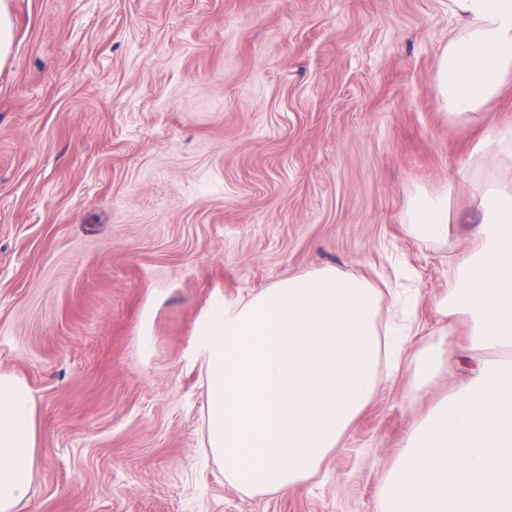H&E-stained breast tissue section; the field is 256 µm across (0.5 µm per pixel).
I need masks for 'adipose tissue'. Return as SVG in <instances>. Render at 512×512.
<instances>
[{"label":"adipose tissue","instance_id":"adipose-tissue-1","mask_svg":"<svg viewBox=\"0 0 512 512\" xmlns=\"http://www.w3.org/2000/svg\"><path fill=\"white\" fill-rule=\"evenodd\" d=\"M462 27L444 48L433 90L448 119L465 125L512 82V0H448ZM482 161L497 179L480 200L473 246L453 262L455 284L438 303L445 321L462 317L476 350L512 348V128H486ZM448 195L420 194L406 231L448 239ZM382 291L334 268L277 282L248 299L216 301L198 318L192 354L205 388L201 447L230 483L279 491L314 478L375 396L383 367L400 371L402 327L380 319ZM35 399L26 380L0 370V512H28L38 462Z\"/></svg>","mask_w":512,"mask_h":512}]
</instances>
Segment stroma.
<instances>
[{"instance_id":"stroma-1","label":"stroma","mask_w":512,"mask_h":512,"mask_svg":"<svg viewBox=\"0 0 512 512\" xmlns=\"http://www.w3.org/2000/svg\"><path fill=\"white\" fill-rule=\"evenodd\" d=\"M0 66V369L41 439L32 512H379L460 351L418 394L409 360L459 336L435 313L472 244L491 167L448 122L434 72L448 0H10ZM450 190L447 241L405 231ZM417 290L420 336L319 476L244 489L203 456L190 336L233 303L324 268ZM14 18L9 9L8 0L0 1V65L7 62L12 47Z\"/></svg>"}]
</instances>
